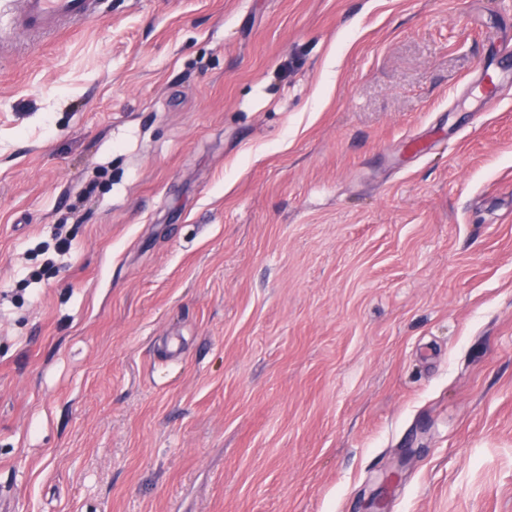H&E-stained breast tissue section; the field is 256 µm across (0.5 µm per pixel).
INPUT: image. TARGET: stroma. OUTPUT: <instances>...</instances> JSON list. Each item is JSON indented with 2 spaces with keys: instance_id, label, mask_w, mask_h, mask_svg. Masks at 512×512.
I'll list each match as a JSON object with an SVG mask.
<instances>
[{
  "instance_id": "1",
  "label": "stroma",
  "mask_w": 512,
  "mask_h": 512,
  "mask_svg": "<svg viewBox=\"0 0 512 512\" xmlns=\"http://www.w3.org/2000/svg\"><path fill=\"white\" fill-rule=\"evenodd\" d=\"M375 493L512 512V0L0 36V512Z\"/></svg>"
}]
</instances>
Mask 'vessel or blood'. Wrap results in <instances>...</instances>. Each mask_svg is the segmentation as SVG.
I'll use <instances>...</instances> for the list:
<instances>
[{"instance_id":"obj_1","label":"vessel or blood","mask_w":512,"mask_h":512,"mask_svg":"<svg viewBox=\"0 0 512 512\" xmlns=\"http://www.w3.org/2000/svg\"><path fill=\"white\" fill-rule=\"evenodd\" d=\"M12 10L0 9V22L10 21L29 34L58 31L62 25L97 14L99 0H9Z\"/></svg>"}]
</instances>
